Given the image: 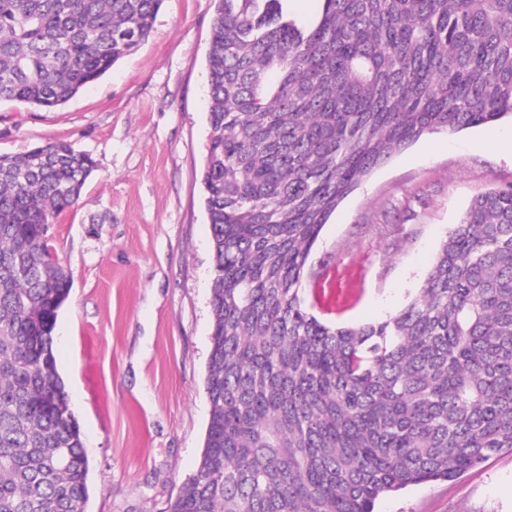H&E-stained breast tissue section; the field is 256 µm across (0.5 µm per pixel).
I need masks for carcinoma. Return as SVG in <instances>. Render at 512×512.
<instances>
[{
    "label": "carcinoma",
    "instance_id": "1",
    "mask_svg": "<svg viewBox=\"0 0 512 512\" xmlns=\"http://www.w3.org/2000/svg\"><path fill=\"white\" fill-rule=\"evenodd\" d=\"M164 0H0V102L66 104L149 38ZM218 0L202 169L210 405L167 512H374L512 450V188L477 197L401 312L320 321L311 249L375 169L439 131L512 117V0ZM92 157L0 153V512H86L88 458L54 355L72 288L47 225ZM282 4L290 17L305 25H313L319 20L323 6L321 0H285Z\"/></svg>",
    "mask_w": 512,
    "mask_h": 512
}]
</instances>
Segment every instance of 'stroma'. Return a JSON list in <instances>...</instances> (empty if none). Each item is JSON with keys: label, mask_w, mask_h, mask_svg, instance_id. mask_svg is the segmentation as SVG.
<instances>
[{"label": "stroma", "mask_w": 512, "mask_h": 512, "mask_svg": "<svg viewBox=\"0 0 512 512\" xmlns=\"http://www.w3.org/2000/svg\"><path fill=\"white\" fill-rule=\"evenodd\" d=\"M214 0H164L148 42L66 104L0 103V152L67 140L95 169L51 244L72 276L54 353L89 461L86 512H165L200 461L209 421L213 249L201 169ZM502 119L422 137L375 170L322 229L301 294L329 323L399 313L470 201L512 186ZM353 288L317 304L322 282ZM375 512H512V450L452 481L381 496Z\"/></svg>", "instance_id": "35a3bbf8"}]
</instances>
